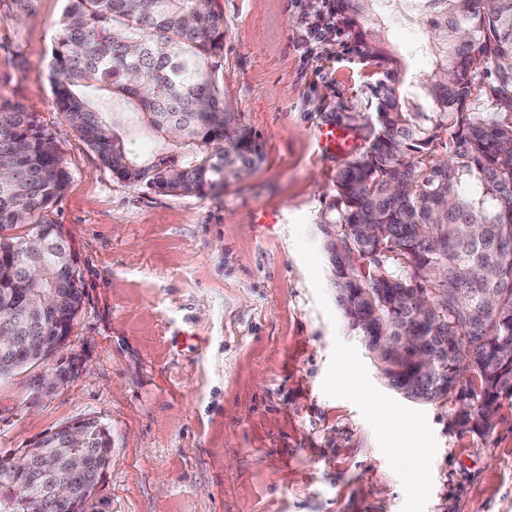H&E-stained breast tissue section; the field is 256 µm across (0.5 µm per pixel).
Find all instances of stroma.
I'll return each instance as SVG.
<instances>
[{
  "label": "stroma",
  "mask_w": 512,
  "mask_h": 512,
  "mask_svg": "<svg viewBox=\"0 0 512 512\" xmlns=\"http://www.w3.org/2000/svg\"><path fill=\"white\" fill-rule=\"evenodd\" d=\"M220 3L224 98L262 162L173 196L116 178L57 108L66 0H0V101L35 116L70 173L47 217L84 288L70 378L45 393L43 366L0 377V456L93 416L112 433L101 512H512V398L485 434L460 430L456 397L417 404L383 383L336 303L323 226L343 158L316 132L363 146L378 65L341 28L308 53L302 22L328 0ZM384 20L429 72L418 28ZM382 407L411 421L412 454L388 449ZM317 142L322 152L327 154H345L349 148V133L328 126L317 131Z\"/></svg>",
  "instance_id": "stroma-1"
}]
</instances>
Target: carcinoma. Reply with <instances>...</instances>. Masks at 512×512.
I'll return each instance as SVG.
<instances>
[{
    "label": "carcinoma",
    "mask_w": 512,
    "mask_h": 512,
    "mask_svg": "<svg viewBox=\"0 0 512 512\" xmlns=\"http://www.w3.org/2000/svg\"><path fill=\"white\" fill-rule=\"evenodd\" d=\"M389 2L423 30L431 71H413L409 53L382 38ZM335 9L358 55L383 68L365 145L341 164L325 228L337 304L385 385L409 401H443L470 370L455 422L487 430L512 396V0H336ZM59 29L55 104L117 178L183 196L256 167L261 154L237 138L218 81L219 0H67ZM480 72L489 81H475ZM130 136L154 152L130 153ZM68 180L31 113L0 104V336L14 337L0 376L50 363L54 337L69 335L79 312L74 254L41 220ZM378 336L425 342L391 354ZM82 428L79 441L47 436L36 451L60 469L85 458L71 492L80 512H98L112 437L94 418ZM30 458H0L20 480L0 483V512L21 499L23 512H57L31 486Z\"/></svg>",
    "instance_id": "carcinoma-1"
}]
</instances>
